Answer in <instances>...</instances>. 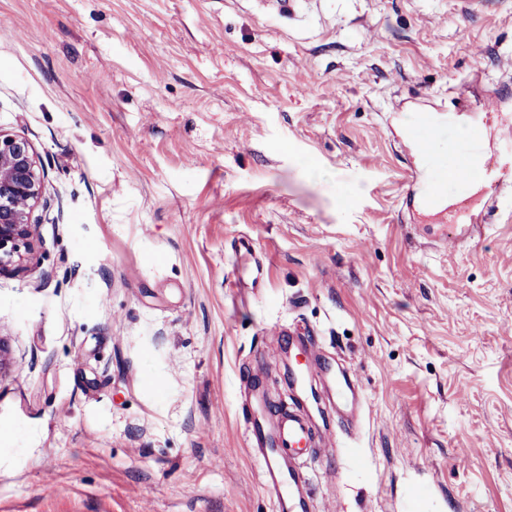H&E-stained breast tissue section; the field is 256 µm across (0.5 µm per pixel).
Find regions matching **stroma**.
<instances>
[{
  "label": "stroma",
  "instance_id": "1",
  "mask_svg": "<svg viewBox=\"0 0 512 512\" xmlns=\"http://www.w3.org/2000/svg\"><path fill=\"white\" fill-rule=\"evenodd\" d=\"M0 0V130L45 170L0 276V512H277L244 412L312 340L364 392L311 512H512V183L448 252L390 113L512 123V6ZM486 54L476 59L475 44ZM466 453L457 465L458 453Z\"/></svg>",
  "mask_w": 512,
  "mask_h": 512
}]
</instances>
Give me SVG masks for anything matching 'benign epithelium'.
<instances>
[{"mask_svg":"<svg viewBox=\"0 0 512 512\" xmlns=\"http://www.w3.org/2000/svg\"><path fill=\"white\" fill-rule=\"evenodd\" d=\"M43 177L32 141L0 131V273L32 249L37 231L32 213L42 196Z\"/></svg>","mask_w":512,"mask_h":512,"instance_id":"obj_1","label":"benign epithelium"}]
</instances>
